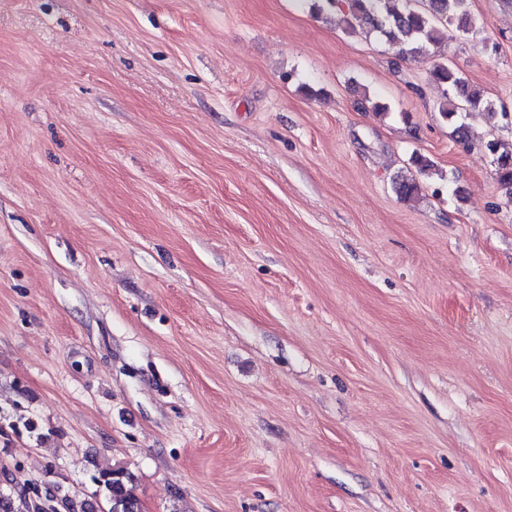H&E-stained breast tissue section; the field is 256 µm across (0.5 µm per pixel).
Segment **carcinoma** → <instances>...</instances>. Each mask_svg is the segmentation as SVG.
Segmentation results:
<instances>
[{"mask_svg": "<svg viewBox=\"0 0 512 512\" xmlns=\"http://www.w3.org/2000/svg\"><path fill=\"white\" fill-rule=\"evenodd\" d=\"M419 0H321L311 5L325 18H334L337 26L353 31L361 28L376 33L388 42L397 44L404 56L415 55L448 37L452 32L467 33L476 27L468 9V0H426L427 7L418 6ZM431 82L442 88L439 111L452 118L480 105L495 114L493 104L482 92L471 85L454 68L440 61L429 70ZM495 175L501 188L512 196V152L497 156ZM400 199L412 201L420 186L414 179L396 183ZM102 488L108 512H140L138 499L129 477L121 469L102 471L95 478Z\"/></svg>", "mask_w": 512, "mask_h": 512, "instance_id": "carcinoma-1", "label": "carcinoma"}]
</instances>
